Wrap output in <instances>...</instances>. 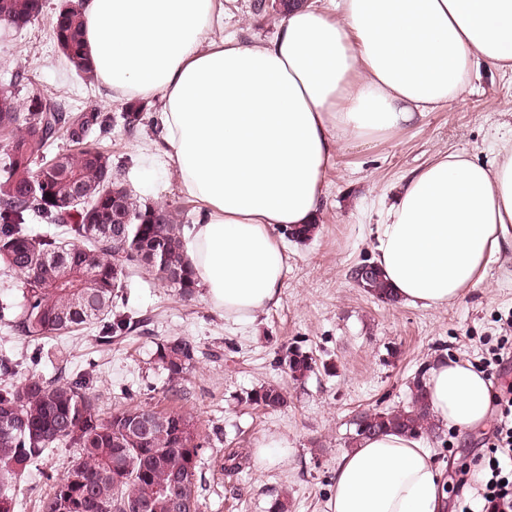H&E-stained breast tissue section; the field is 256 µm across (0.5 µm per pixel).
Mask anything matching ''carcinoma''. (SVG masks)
<instances>
[{
    "instance_id": "obj_1",
    "label": "carcinoma",
    "mask_w": 512,
    "mask_h": 512,
    "mask_svg": "<svg viewBox=\"0 0 512 512\" xmlns=\"http://www.w3.org/2000/svg\"><path fill=\"white\" fill-rule=\"evenodd\" d=\"M42 10V0H0V24L20 29ZM50 26L64 63L85 85H95L78 8L57 14ZM23 79L18 68L0 89V264L20 274L24 284L21 305L0 301V322L33 339L93 327L103 344L143 332L146 320L119 307L128 275L146 271L184 297L196 288L176 211L140 203L119 179L112 152L103 145L112 115L92 105L67 111L38 96L23 109L16 95ZM146 110L141 103L126 107L127 127L143 124ZM62 138L68 148L54 151ZM75 183L82 202L72 208L66 202ZM118 208L129 222L123 237L112 236ZM38 219L53 229L31 233L27 224ZM362 288L383 302L395 301L379 271ZM197 353L193 341L173 336L157 344L155 363L173 385L193 369ZM55 359L57 376L32 374L19 382L17 360L0 355V416L8 414L18 423L11 431L0 423V512H16L12 487L60 445L73 452L61 476L46 475L52 485L38 500V512H133L136 503L147 504L149 512H174L162 487L175 476L200 512L196 483L202 443L193 417L141 404L106 414L90 376L66 373L68 361L60 352ZM276 363L295 381L316 366L310 355L291 347L278 352ZM247 401L277 408L287 396L267 386L248 394ZM152 415L159 424L134 431L139 420ZM351 425V447L387 430L439 437L421 377L414 379L407 405L363 410Z\"/></svg>"
}]
</instances>
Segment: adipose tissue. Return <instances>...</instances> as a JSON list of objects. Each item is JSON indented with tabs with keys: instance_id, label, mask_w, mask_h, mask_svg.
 <instances>
[{
	"instance_id": "adipose-tissue-1",
	"label": "adipose tissue",
	"mask_w": 512,
	"mask_h": 512,
	"mask_svg": "<svg viewBox=\"0 0 512 512\" xmlns=\"http://www.w3.org/2000/svg\"><path fill=\"white\" fill-rule=\"evenodd\" d=\"M103 101L160 103L147 157L177 169L199 205L182 242L198 287L226 319L281 301L288 257L278 226L314 223L342 143L365 142L447 107L480 69L512 73V0H324L288 11L276 36L213 35L223 0H80ZM512 254V137L492 163L445 152L406 177L375 227L374 262L396 299L462 298ZM448 428L485 425L493 390L460 359L424 383ZM447 477L422 440L389 431L337 464L329 512H440Z\"/></svg>"
}]
</instances>
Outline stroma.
<instances>
[{"label":"stroma","instance_id":"stroma-1","mask_svg":"<svg viewBox=\"0 0 512 512\" xmlns=\"http://www.w3.org/2000/svg\"><path fill=\"white\" fill-rule=\"evenodd\" d=\"M69 3L45 0L42 15L19 31L0 25V81L18 67L28 75L18 88L20 101L38 95L72 108L102 101L100 86L85 87L63 64L53 41L50 20ZM253 3L224 0V31L244 44L271 40L282 21L272 11L256 13ZM125 109L122 102L107 108L116 118L106 141L113 165L121 167L140 202L181 208V221L194 223L198 205L180 194L172 164L162 158L154 173L144 168V154L162 136L155 111L131 131L119 119ZM510 136L512 76L482 71L460 98L417 125L366 144H341L325 173L318 227L308 241L289 243L282 300L254 321L225 320L203 290L185 299L152 276L134 274L125 282L127 309L150 318L148 334L101 345L88 329L31 340L0 326V353L21 358V374L50 378L56 368L47 354L63 351L71 370L97 378L107 413L149 403L191 414L206 440L197 462L202 512H270L282 496L288 512H328L333 472L347 449L354 413L406 404L419 367L438 356L479 362L483 337L501 335L497 318L512 313L511 260L491 264L483 281L449 306L378 300L350 277L353 267L372 255L369 229L382 223L403 178L435 154L459 150L489 163L493 138ZM171 336L188 337L199 349L179 399L172 401L162 396L167 380L154 361L158 342ZM286 347L307 352L319 370L293 381L274 364ZM269 384L286 392L285 406L265 409L247 402V393ZM492 432L489 425L460 434L444 428L439 438L427 439L448 476L445 512H458L459 473L484 452ZM270 437L287 441V459L256 458V448ZM230 448L248 454L235 473L224 469L222 453ZM70 454L57 449L16 487L20 512H37L36 501L46 490L42 472L62 475Z\"/></svg>","mask_w":512,"mask_h":512}]
</instances>
